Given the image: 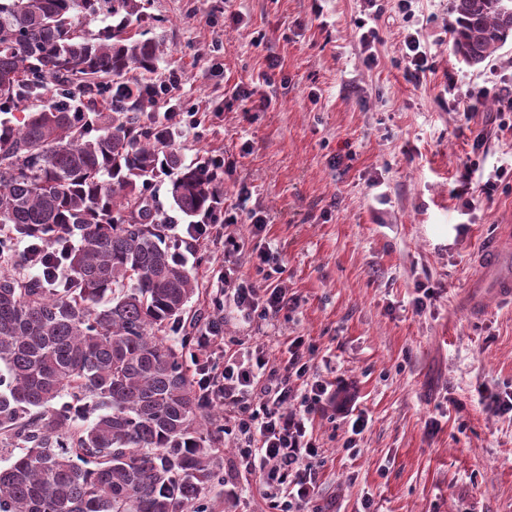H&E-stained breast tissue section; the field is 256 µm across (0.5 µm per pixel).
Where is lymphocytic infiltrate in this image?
Wrapping results in <instances>:
<instances>
[{
    "instance_id": "obj_1",
    "label": "lymphocytic infiltrate",
    "mask_w": 512,
    "mask_h": 512,
    "mask_svg": "<svg viewBox=\"0 0 512 512\" xmlns=\"http://www.w3.org/2000/svg\"><path fill=\"white\" fill-rule=\"evenodd\" d=\"M249 200L248 190H241L233 207L216 203L202 220L187 225L186 248L216 236L223 240L225 253L238 252L241 245L231 225L243 219L254 231L262 232L270 222L265 212L249 207ZM217 280L224 286L230 307L246 316L256 312L271 322L297 303L284 283L256 288L226 274ZM214 347L222 349V362H197L195 381L204 399L223 407L225 416L234 422V471L258 478L259 492L270 512H308L317 482L313 462L322 454L314 435L316 417L335 411L348 420L356 435L367 423L364 415L339 400L347 383L341 379L328 382L311 374L299 337L290 341L284 363L278 364L271 357L268 341L238 349L234 340L225 338L224 323L215 316L196 335L197 350Z\"/></svg>"
}]
</instances>
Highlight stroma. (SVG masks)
<instances>
[{
	"label": "stroma",
	"mask_w": 512,
	"mask_h": 512,
	"mask_svg": "<svg viewBox=\"0 0 512 512\" xmlns=\"http://www.w3.org/2000/svg\"><path fill=\"white\" fill-rule=\"evenodd\" d=\"M133 28L160 45L154 72L128 82H179L170 103L194 111L207 129L197 141L188 123L172 124L169 148L196 164L214 151L233 161L224 203L240 188L271 216L254 233L239 224L242 255L203 243L183 263L198 290L185 321L215 315L212 273L266 287L248 253L279 244L283 279L298 307L267 323L224 311V334L243 346L264 336H300L313 372L348 380L368 415L360 435L324 417L314 431L324 446L314 503L320 512H512V417L493 413L480 393L512 391V307L471 310L477 259L485 239L512 226V133L490 134L486 102L464 120L454 101L512 84V40L472 66L451 51L453 0H419L412 19L386 0L374 17L369 0H224L208 19V0H142ZM377 26L379 63L367 67L362 26ZM418 30L433 64L422 84L408 80L406 30ZM280 68L255 82L268 56ZM454 74L455 94L445 92ZM269 99L263 112L229 101L236 84ZM487 132L485 149L472 150ZM344 156L334 165L336 156ZM479 167L468 183L469 160ZM507 175L493 196L482 185L497 167ZM179 246L185 218L172 206L170 180L146 189ZM434 295L412 304L415 281ZM355 437L356 451L344 443Z\"/></svg>",
	"instance_id": "obj_1"
}]
</instances>
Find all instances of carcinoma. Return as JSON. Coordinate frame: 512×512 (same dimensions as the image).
<instances>
[{"label": "carcinoma", "mask_w": 512, "mask_h": 512, "mask_svg": "<svg viewBox=\"0 0 512 512\" xmlns=\"http://www.w3.org/2000/svg\"><path fill=\"white\" fill-rule=\"evenodd\" d=\"M140 9L0 0V512H201L224 454L183 361L195 337L173 335L197 284L144 183L168 173L188 218L220 190L167 150V127L134 116L143 99L105 112L93 96L103 78L123 89L131 69L154 70L158 44L131 29ZM454 13L451 50L472 66L512 38V0ZM101 16L112 24L84 27ZM51 88L87 101L28 106ZM17 240L52 248L65 280L11 273Z\"/></svg>", "instance_id": "obj_1"}]
</instances>
